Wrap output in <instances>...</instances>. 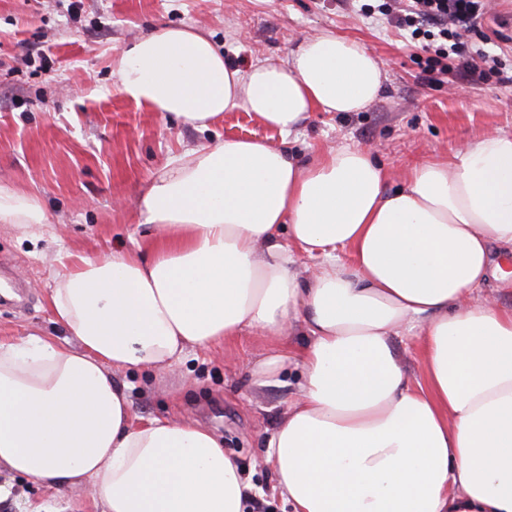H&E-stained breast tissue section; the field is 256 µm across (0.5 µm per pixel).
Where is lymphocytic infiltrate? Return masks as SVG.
Here are the masks:
<instances>
[{
    "label": "lymphocytic infiltrate",
    "instance_id": "f902f5d3",
    "mask_svg": "<svg viewBox=\"0 0 512 512\" xmlns=\"http://www.w3.org/2000/svg\"><path fill=\"white\" fill-rule=\"evenodd\" d=\"M485 6V0H380L375 6L364 0L359 11L365 17L382 15L408 31L411 40L423 42L430 53L421 71L424 82L451 74L480 84L504 76L500 60L468 46L467 35Z\"/></svg>",
    "mask_w": 512,
    "mask_h": 512
}]
</instances>
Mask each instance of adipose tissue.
Wrapping results in <instances>:
<instances>
[{"label": "adipose tissue", "instance_id": "obj_1", "mask_svg": "<svg viewBox=\"0 0 512 512\" xmlns=\"http://www.w3.org/2000/svg\"><path fill=\"white\" fill-rule=\"evenodd\" d=\"M112 74L137 106L198 131L241 105L282 135L317 112L361 111L386 78L329 30L242 71L205 29L174 26L122 49ZM389 181L361 147L303 160L230 138L171 157L138 200L149 254L53 267L52 314L74 347L0 342V471L95 483L102 512H246L255 487L222 442L196 423L138 420L115 374L165 371L251 331L278 344L254 363L256 387L301 370L264 442L291 512H512V310L482 292L512 277V133ZM45 221L34 196L0 183L1 224ZM300 253L320 257L313 276L296 271ZM396 336L417 338L422 381Z\"/></svg>", "mask_w": 512, "mask_h": 512}]
</instances>
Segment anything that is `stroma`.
<instances>
[{
    "label": "stroma",
    "mask_w": 512,
    "mask_h": 512,
    "mask_svg": "<svg viewBox=\"0 0 512 512\" xmlns=\"http://www.w3.org/2000/svg\"><path fill=\"white\" fill-rule=\"evenodd\" d=\"M509 24L484 19L474 48L500 57L509 82L419 79L421 42L386 21L350 14L340 0H0V181L38 197L46 224H0V288L24 298L0 305V339L35 334L65 343L48 297L52 264L137 250L149 238L137 199L184 149L257 137L309 157L341 146L369 148L387 169L447 153L488 131L512 133V0H492ZM207 29L234 67L286 60L296 41L331 30L362 42L383 64L381 96L360 112H319L289 140L237 107L200 133L173 114L148 112L116 89L118 52L159 26ZM271 340L244 333L190 349L167 373L124 370L116 379L137 417L189 420L216 433L263 494L251 512H284L263 443L283 420L298 373L280 386L252 384ZM0 512H102L91 488L59 492L33 477L0 472Z\"/></svg>",
    "instance_id": "stroma-1"
}]
</instances>
